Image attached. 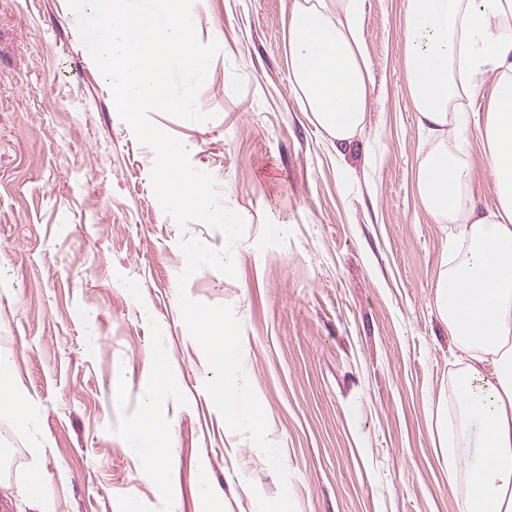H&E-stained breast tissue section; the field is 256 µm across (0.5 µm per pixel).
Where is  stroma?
<instances>
[{"label": "stroma", "mask_w": 512, "mask_h": 512, "mask_svg": "<svg viewBox=\"0 0 512 512\" xmlns=\"http://www.w3.org/2000/svg\"><path fill=\"white\" fill-rule=\"evenodd\" d=\"M292 2L195 0L199 41L220 45L197 99L214 118L151 115L247 223L235 277L206 268L187 293L243 324L244 369L296 512H457L427 411L459 366L432 302L456 227L416 192L430 145L403 62L404 0H364L370 111L343 152L290 84ZM154 159L119 118L67 0H0V348L29 409L21 425L0 408L5 512H40L17 494L33 470L53 512H122L130 499L139 512H255L280 491L213 405L179 307L180 239L220 250L225 237L164 212ZM467 160V203L494 207L479 143ZM160 354L181 378L156 405L172 460L162 488L132 454L152 448L136 423Z\"/></svg>", "instance_id": "stroma-1"}]
</instances>
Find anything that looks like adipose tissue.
<instances>
[{
  "mask_svg": "<svg viewBox=\"0 0 512 512\" xmlns=\"http://www.w3.org/2000/svg\"><path fill=\"white\" fill-rule=\"evenodd\" d=\"M362 0H293L283 51L303 111L336 148L349 147L369 112ZM404 64L411 101L433 146L416 189L456 242L434 284L433 304L462 352L454 397L428 409L448 483L466 476L458 512H512V0H405ZM496 81L481 112L459 109L486 74ZM477 137L497 205L465 206V159Z\"/></svg>",
  "mask_w": 512,
  "mask_h": 512,
  "instance_id": "adipose-tissue-1",
  "label": "adipose tissue"
}]
</instances>
